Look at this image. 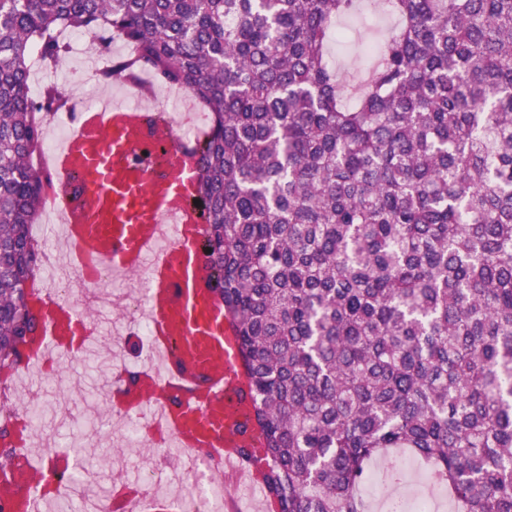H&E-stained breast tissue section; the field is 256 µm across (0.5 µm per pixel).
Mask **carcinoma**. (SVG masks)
<instances>
[{
  "mask_svg": "<svg viewBox=\"0 0 512 512\" xmlns=\"http://www.w3.org/2000/svg\"><path fill=\"white\" fill-rule=\"evenodd\" d=\"M361 0H0V365L35 329L44 121L74 105L59 29L132 49L100 71L179 86L205 263L231 314L279 512H365L407 448L455 512H512V0H388L355 95L327 60Z\"/></svg>",
  "mask_w": 512,
  "mask_h": 512,
  "instance_id": "carcinoma-1",
  "label": "carcinoma"
}]
</instances>
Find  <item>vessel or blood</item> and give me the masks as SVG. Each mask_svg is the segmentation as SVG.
Instances as JSON below:
<instances>
[{
  "label": "vessel or blood",
  "instance_id": "obj_1",
  "mask_svg": "<svg viewBox=\"0 0 512 512\" xmlns=\"http://www.w3.org/2000/svg\"><path fill=\"white\" fill-rule=\"evenodd\" d=\"M175 132L169 112L125 97L100 98L78 114L46 169L67 259L88 294L101 268L147 274L144 317L163 366L133 378L114 370L113 409L139 417L156 445L206 458L222 449L225 471L262 492V512H276L241 341L204 268L199 143L176 141ZM34 294L38 335H83L72 303L43 284Z\"/></svg>",
  "mask_w": 512,
  "mask_h": 512
}]
</instances>
